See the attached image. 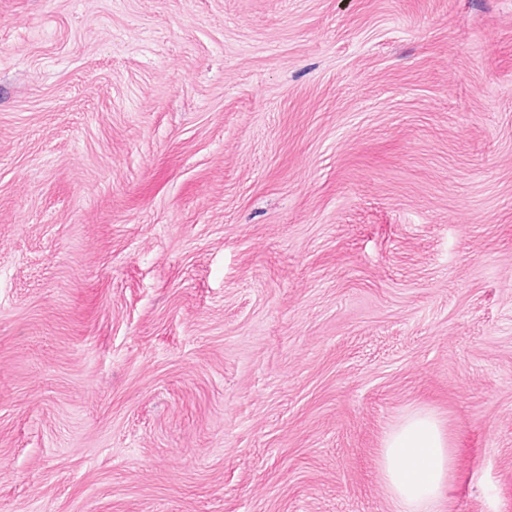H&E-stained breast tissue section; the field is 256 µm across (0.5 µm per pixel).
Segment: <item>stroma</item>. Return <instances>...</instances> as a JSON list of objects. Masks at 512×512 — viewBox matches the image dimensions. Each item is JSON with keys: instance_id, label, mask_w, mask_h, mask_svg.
Wrapping results in <instances>:
<instances>
[{"instance_id": "1", "label": "stroma", "mask_w": 512, "mask_h": 512, "mask_svg": "<svg viewBox=\"0 0 512 512\" xmlns=\"http://www.w3.org/2000/svg\"><path fill=\"white\" fill-rule=\"evenodd\" d=\"M512 512V0H0V512ZM452 460L433 414L415 412L392 430L380 464L397 512H433L448 486Z\"/></svg>"}]
</instances>
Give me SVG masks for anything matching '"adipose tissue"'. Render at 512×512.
<instances>
[{
    "mask_svg": "<svg viewBox=\"0 0 512 512\" xmlns=\"http://www.w3.org/2000/svg\"><path fill=\"white\" fill-rule=\"evenodd\" d=\"M380 464L397 512H433L452 469L448 441L433 414L413 413L392 430Z\"/></svg>",
    "mask_w": 512,
    "mask_h": 512,
    "instance_id": "adipose-tissue-1",
    "label": "adipose tissue"
}]
</instances>
